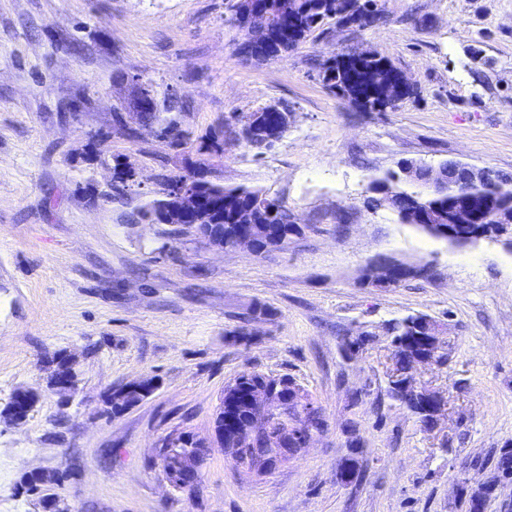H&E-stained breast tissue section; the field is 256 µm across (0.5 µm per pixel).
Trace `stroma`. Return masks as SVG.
Here are the masks:
<instances>
[{"instance_id":"35a3bbf8","label":"stroma","mask_w":512,"mask_h":512,"mask_svg":"<svg viewBox=\"0 0 512 512\" xmlns=\"http://www.w3.org/2000/svg\"><path fill=\"white\" fill-rule=\"evenodd\" d=\"M233 0H0V407L22 388L26 423L0 421V512H462L453 490L473 460L512 444V251L459 247L370 202L371 178L400 159H456L512 174V0H378L369 29L327 20L281 58L238 55ZM374 51L412 92L379 112L329 90L332 54ZM144 78L186 115L187 144L132 141L122 78ZM270 104L285 137L258 151L198 139ZM140 186L112 194L115 162ZM261 190L302 228L284 251L215 250L139 213L157 175ZM383 255L429 278L391 287L363 271ZM267 317L251 315L254 305ZM422 313L444 324L448 363L417 377L446 400L426 429L387 393L385 325ZM372 334L358 352L346 339ZM78 387L49 384L57 353ZM287 375L327 428L271 474H238L210 449L194 490L170 486L159 448L176 431L210 437L225 385ZM152 394L112 414L114 389ZM359 463L352 483L338 472ZM66 472L48 492L22 473Z\"/></svg>"}]
</instances>
